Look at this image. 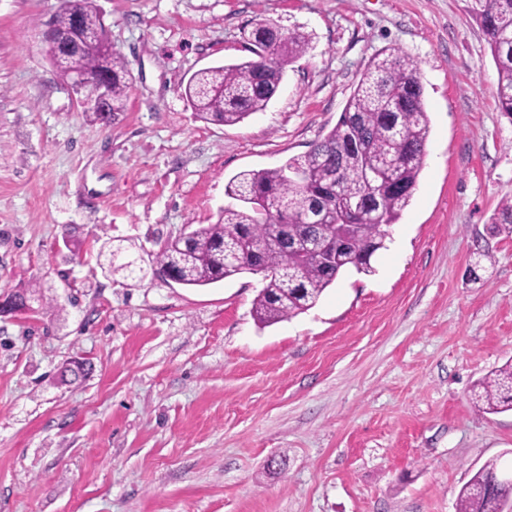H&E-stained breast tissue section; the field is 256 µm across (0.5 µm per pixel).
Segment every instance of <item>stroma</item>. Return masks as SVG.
<instances>
[{
	"instance_id": "stroma-1",
	"label": "stroma",
	"mask_w": 512,
	"mask_h": 512,
	"mask_svg": "<svg viewBox=\"0 0 512 512\" xmlns=\"http://www.w3.org/2000/svg\"><path fill=\"white\" fill-rule=\"evenodd\" d=\"M132 80L90 121L45 52L61 0H0V512H457L512 411L474 385L512 360V118L466 0H95ZM260 19L311 38L268 107L196 119V71L250 57ZM417 62L430 117L409 206L374 271L263 327L261 276L201 288L102 271L215 223L243 170L305 154L384 49ZM86 362L77 382L63 367Z\"/></svg>"
}]
</instances>
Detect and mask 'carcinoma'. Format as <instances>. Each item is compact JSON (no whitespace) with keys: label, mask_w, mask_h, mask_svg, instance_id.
<instances>
[{"label":"carcinoma","mask_w":512,"mask_h":512,"mask_svg":"<svg viewBox=\"0 0 512 512\" xmlns=\"http://www.w3.org/2000/svg\"><path fill=\"white\" fill-rule=\"evenodd\" d=\"M468 12L487 38L497 69L496 97L512 117V0H468ZM84 26L101 25L92 0H63L55 15L58 29L71 15ZM252 57L236 64L202 69L184 88L198 119L235 125L266 109L276 96L287 66L302 57L308 35L284 31L261 19L249 31ZM112 73V115L125 110L128 72L114 51L75 55L60 75ZM430 118L417 66L398 48L376 55L366 66L336 125L311 149L273 169L244 170L226 185L233 203L214 224H200L187 239L174 237L155 253L156 270L172 266L189 286L215 284L242 273L261 274L265 286L254 302L263 326L313 308L324 291L346 271L369 275L373 256L385 247L387 227L409 206L423 167ZM302 172L298 183L292 174ZM318 209L322 220L305 224L315 248L296 255L272 243L283 225L304 224ZM348 225L344 247L336 248V226ZM476 402L491 413L512 410V362L478 384ZM498 460L485 462L462 486L457 512H498L512 498V483L499 479Z\"/></svg>","instance_id":"cac0c4a2"}]
</instances>
